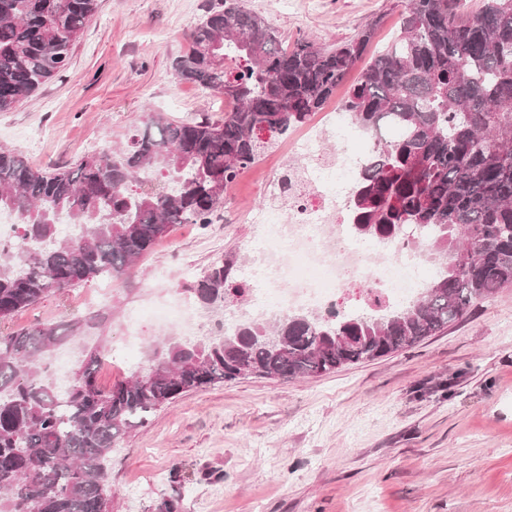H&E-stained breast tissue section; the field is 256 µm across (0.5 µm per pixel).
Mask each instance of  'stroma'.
Instances as JSON below:
<instances>
[{
  "mask_svg": "<svg viewBox=\"0 0 512 512\" xmlns=\"http://www.w3.org/2000/svg\"><path fill=\"white\" fill-rule=\"evenodd\" d=\"M208 0H98L68 68L0 112V148L45 172L124 144L148 113L188 120L224 115L223 94L177 81L172 63ZM397 0H245L285 45L355 38L381 18L373 49L392 39ZM287 153H267L226 191L228 206L260 202L259 185ZM257 225H173L123 279H93L43 299L19 329L112 313L84 346L119 349L101 386L146 365L164 330L161 302L197 307L186 282L235 256L246 267ZM112 512H512V287L478 303L444 333L321 377L245 376L183 394L125 436L108 471Z\"/></svg>",
  "mask_w": 512,
  "mask_h": 512,
  "instance_id": "obj_1",
  "label": "stroma"
}]
</instances>
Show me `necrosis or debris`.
<instances>
[{
  "mask_svg": "<svg viewBox=\"0 0 512 512\" xmlns=\"http://www.w3.org/2000/svg\"><path fill=\"white\" fill-rule=\"evenodd\" d=\"M352 124L344 107L323 113L291 150L293 193L281 197V175L273 173L264 187L267 205L246 214L248 223L263 226L266 244L255 248L247 267V277L257 287L242 316L261 320L288 311L327 313L352 278L361 283L370 310L405 304L423 290L420 273L427 259L415 243L398 237L366 247L352 243L350 191L339 178L359 175L375 142L365 131L359 149L337 139V131ZM328 141L334 142V150H325Z\"/></svg>",
  "mask_w": 512,
  "mask_h": 512,
  "instance_id": "1",
  "label": "necrosis or debris"
}]
</instances>
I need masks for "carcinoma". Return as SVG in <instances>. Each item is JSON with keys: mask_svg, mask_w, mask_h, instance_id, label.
Here are the masks:
<instances>
[{"mask_svg": "<svg viewBox=\"0 0 512 512\" xmlns=\"http://www.w3.org/2000/svg\"><path fill=\"white\" fill-rule=\"evenodd\" d=\"M98 0H0V112L69 64ZM378 26L357 38L292 48L243 0H218L189 34L175 77L237 108L217 121L151 112L119 150L39 172L0 149V210L21 225L0 249V512H112L113 448L181 394L258 376L292 380L389 356L435 336L512 286V0H409L390 45L344 100L373 133L354 182L355 232L426 236L449 262L408 304L380 316L332 311L241 322L237 330L153 353L139 374L104 388L105 347L86 350L63 389L45 355L108 318L104 311L11 330L19 312L95 278H120L175 224L215 223L224 191L329 103ZM239 63L227 70V61ZM81 227L59 237L58 219ZM236 261L214 263L188 291L208 311L244 295Z\"/></svg>", "mask_w": 512, "mask_h": 512, "instance_id": "carcinoma-1", "label": "carcinoma"}]
</instances>
